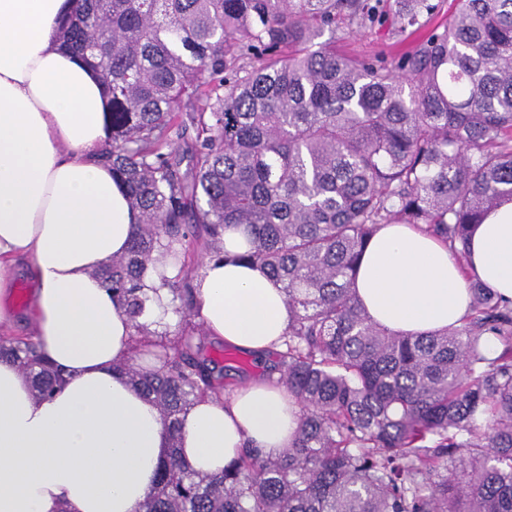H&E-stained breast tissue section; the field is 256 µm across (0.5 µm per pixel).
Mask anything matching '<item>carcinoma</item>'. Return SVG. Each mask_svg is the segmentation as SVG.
Masks as SVG:
<instances>
[{
  "label": "carcinoma",
  "instance_id": "carcinoma-1",
  "mask_svg": "<svg viewBox=\"0 0 512 512\" xmlns=\"http://www.w3.org/2000/svg\"><path fill=\"white\" fill-rule=\"evenodd\" d=\"M395 2L77 0L58 26L102 79L98 161L140 216L98 272L133 328L117 369L171 435L136 512H512V303L474 283L462 326L405 336L373 324L353 288L382 225L463 261L473 225L512 200V0H455L429 29L438 4ZM343 25L426 33L397 58L354 56L336 51ZM230 227L244 250L224 249ZM192 246L282 284L278 370L300 406L290 448L248 447L213 476L178 453L181 415L226 390L191 323ZM172 262L169 278L158 266ZM151 268L180 301L160 332L146 321ZM0 360L40 396L63 383L29 337L0 342Z\"/></svg>",
  "mask_w": 512,
  "mask_h": 512
}]
</instances>
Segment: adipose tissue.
I'll return each mask as SVG.
<instances>
[{
	"mask_svg": "<svg viewBox=\"0 0 512 512\" xmlns=\"http://www.w3.org/2000/svg\"><path fill=\"white\" fill-rule=\"evenodd\" d=\"M75 6L0 0V337L27 321L65 378L41 397L28 374L0 362V512H135L170 445L157 405L117 369L132 327L98 272L127 250L138 214L96 160L103 86L55 38ZM466 254L463 270L434 237L383 225L356 293L374 323L398 334L459 326L473 279L512 300V201L475 227ZM21 272L33 284L22 315L11 302ZM193 286L208 336L258 355L278 348L290 313L266 272L208 256ZM299 414L265 379L227 401L206 396L182 417L179 452L201 474L220 473L248 444L275 456Z\"/></svg>",
	"mask_w": 512,
	"mask_h": 512,
	"instance_id": "adipose-tissue-1",
	"label": "adipose tissue"
}]
</instances>
